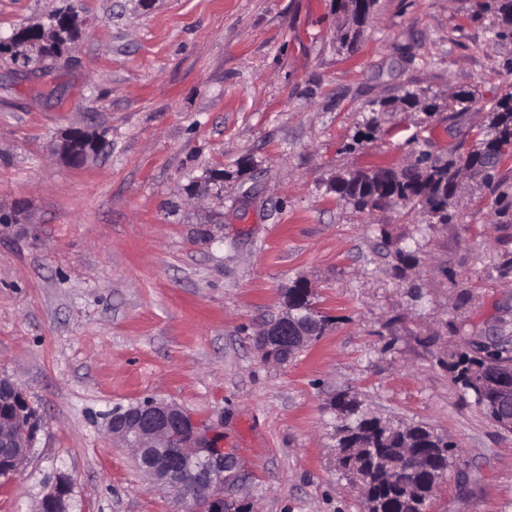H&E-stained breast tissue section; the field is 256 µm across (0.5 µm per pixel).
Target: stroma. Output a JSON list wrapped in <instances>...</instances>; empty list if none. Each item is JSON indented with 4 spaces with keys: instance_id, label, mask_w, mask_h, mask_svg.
I'll use <instances>...</instances> for the list:
<instances>
[{
    "instance_id": "1",
    "label": "stroma",
    "mask_w": 512,
    "mask_h": 512,
    "mask_svg": "<svg viewBox=\"0 0 512 512\" xmlns=\"http://www.w3.org/2000/svg\"><path fill=\"white\" fill-rule=\"evenodd\" d=\"M478 3L378 0L347 52L333 0H0V39L57 11L80 21L46 70L0 59V375L39 418L0 512H34L61 475L71 512H178L105 430L147 397L223 422L250 512H365L336 470L341 393L459 442L431 512H512V433L439 363L461 343L450 322L512 332V278L484 243L512 226L465 183L459 223L428 229L429 265L402 279L392 251L424 217L331 189L404 166L414 136L472 148L512 86V39ZM461 86L468 111L391 112L356 142L374 102ZM72 128L104 139L79 167L55 153ZM299 279L332 323L264 360L255 334Z\"/></svg>"
}]
</instances>
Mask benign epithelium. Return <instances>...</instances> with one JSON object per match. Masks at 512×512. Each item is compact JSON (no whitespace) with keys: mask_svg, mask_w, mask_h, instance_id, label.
<instances>
[{"mask_svg":"<svg viewBox=\"0 0 512 512\" xmlns=\"http://www.w3.org/2000/svg\"><path fill=\"white\" fill-rule=\"evenodd\" d=\"M313 339L310 325L288 308L257 333V345L269 360L289 349L300 351ZM1 390L12 393L17 401L14 415L0 416V447L8 451L5 471L13 477L29 458L35 431L15 427L17 416L28 413L18 383L1 376ZM107 431L131 451L147 482L176 495L183 512H223L230 499L228 491L240 481V461L224 448L220 432L175 403L147 399L117 409L107 422ZM70 491L69 481L58 479L43 494L38 512H70Z\"/></svg>","mask_w":512,"mask_h":512,"instance_id":"benign-epithelium-1","label":"benign epithelium"}]
</instances>
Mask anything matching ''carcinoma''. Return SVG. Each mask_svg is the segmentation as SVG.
<instances>
[{
    "label": "carcinoma",
    "mask_w": 512,
    "mask_h": 512,
    "mask_svg": "<svg viewBox=\"0 0 512 512\" xmlns=\"http://www.w3.org/2000/svg\"><path fill=\"white\" fill-rule=\"evenodd\" d=\"M377 0H334L337 19L336 39L351 51L363 28L374 18ZM482 8L494 13L497 36L512 35V0H484ZM78 37L73 15L53 14L48 22L24 27L7 40H0V56L25 68L36 59L62 55ZM474 94L456 89L444 102L417 92H406L380 102L372 110L361 141L372 140L380 131V118L387 112H425L440 109L462 113L473 103ZM429 142L412 141L411 160L396 170L377 167L344 172L333 180L332 190L357 211L368 205L377 209L393 202L427 216V224H457L461 218L463 181L468 179L490 188L494 224H512V178L503 172L512 161V90L502 94L488 109L486 124L476 145L463 150L457 144L436 154ZM396 274L403 276L426 261L419 243L404 244L393 252ZM495 270L499 277L512 276V251L497 252ZM285 302L300 315L317 312L304 299L298 283L284 293ZM439 362L448 369L463 394L473 398L493 422L501 423L484 389L500 370L512 367V336L500 342L465 339ZM337 420L336 447L341 449L340 476L361 492L366 512H430L439 487L444 483L459 444L448 434L413 421H393L370 414L354 396L341 393L333 405Z\"/></svg>",
    "instance_id": "1"
}]
</instances>
